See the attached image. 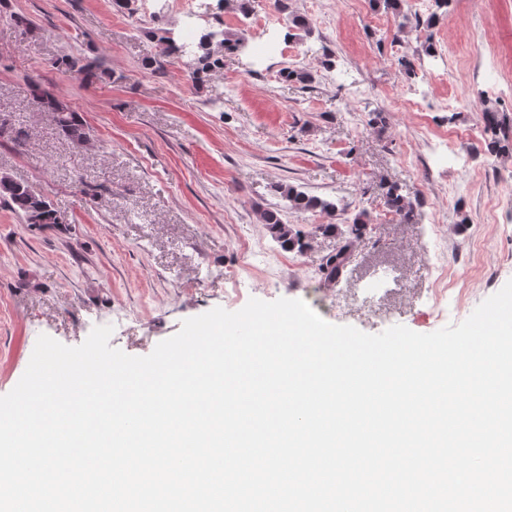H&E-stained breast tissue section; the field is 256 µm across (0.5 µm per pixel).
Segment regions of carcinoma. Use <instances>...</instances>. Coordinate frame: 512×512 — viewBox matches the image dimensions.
<instances>
[{"instance_id":"carcinoma-1","label":"carcinoma","mask_w":512,"mask_h":512,"mask_svg":"<svg viewBox=\"0 0 512 512\" xmlns=\"http://www.w3.org/2000/svg\"><path fill=\"white\" fill-rule=\"evenodd\" d=\"M153 39L161 55H183L187 52L192 55L189 79L194 86L204 85L211 74L220 66L221 59L214 48V42L211 41V32L209 31L200 33L190 46L172 40L165 28H159L153 32ZM54 66L59 70L80 76L81 80L88 85L106 74L102 61L97 57L63 55L54 62ZM29 90L40 109L52 117L59 135L76 148L84 147L89 139V132L81 114L63 104V99L55 90L44 87L37 80L30 81ZM482 119L484 133L489 136L487 140L488 152L494 154L512 153V117L486 105L482 110ZM274 192L283 201V208L285 209L294 211L318 210L330 218L335 216V203L308 195L291 185L279 184L274 187ZM0 201L7 204L14 213L25 220L36 213L41 224L57 223V212L46 197L31 192L27 186L12 180L7 175L0 176ZM385 205L392 212L399 215L405 211L404 196L399 192L398 187L391 186L387 189ZM281 209L265 211L262 215L264 224L282 249L287 251L303 250L308 245L306 236L301 231L294 229L292 225L281 220ZM366 229L367 223L362 213L353 218L345 231L331 221L315 227L317 233L337 234L344 238V243L339 250L328 256L322 265V274L325 281L334 284L343 278L348 264V248L353 240L363 235Z\"/></svg>"}]
</instances>
